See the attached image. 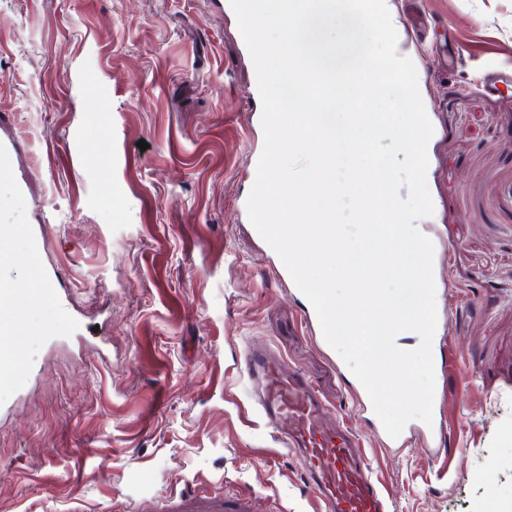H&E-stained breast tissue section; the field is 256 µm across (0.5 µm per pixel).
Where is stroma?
<instances>
[{
  "instance_id": "stroma-1",
  "label": "stroma",
  "mask_w": 512,
  "mask_h": 512,
  "mask_svg": "<svg viewBox=\"0 0 512 512\" xmlns=\"http://www.w3.org/2000/svg\"><path fill=\"white\" fill-rule=\"evenodd\" d=\"M391 3L434 127L445 451L380 446L249 221L264 136L236 20L206 0H0V130L31 177L0 204L18 225L47 211L71 304L34 295L0 387V512H177L187 491L317 512L237 368L253 343L349 426L391 512H512V0Z\"/></svg>"
}]
</instances>
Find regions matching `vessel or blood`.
Returning a JSON list of instances; mask_svg holds the SVG:
<instances>
[{
  "instance_id": "obj_1",
  "label": "vessel or blood",
  "mask_w": 512,
  "mask_h": 512,
  "mask_svg": "<svg viewBox=\"0 0 512 512\" xmlns=\"http://www.w3.org/2000/svg\"><path fill=\"white\" fill-rule=\"evenodd\" d=\"M0 182L17 194L29 188L21 149L12 137L0 134ZM57 272L41 268L39 286L61 311H68L67 295L56 292ZM15 320L0 309V383L8 384L23 354L15 343ZM239 369L261 386L256 410L283 435L284 449L295 452L304 487L322 506V512H389V503L363 457L355 450L348 430L326 422L324 404L313 384L297 371H282L276 353L265 345H252L239 359ZM181 512H256L247 497L207 498L183 494Z\"/></svg>"
}]
</instances>
